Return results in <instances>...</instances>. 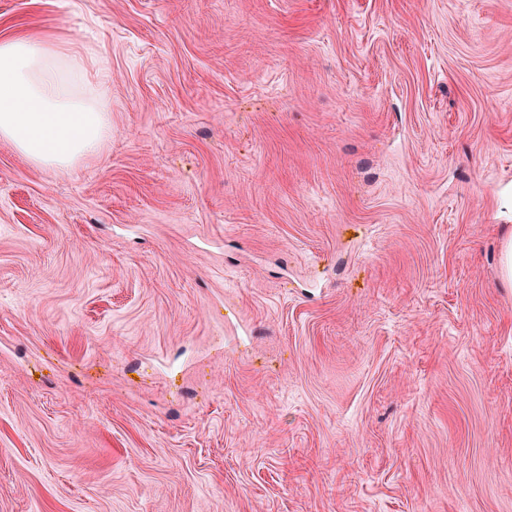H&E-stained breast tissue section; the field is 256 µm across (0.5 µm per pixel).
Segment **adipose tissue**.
I'll return each mask as SVG.
<instances>
[{"label": "adipose tissue", "mask_w": 512, "mask_h": 512, "mask_svg": "<svg viewBox=\"0 0 512 512\" xmlns=\"http://www.w3.org/2000/svg\"><path fill=\"white\" fill-rule=\"evenodd\" d=\"M108 57L89 43L40 36L0 40V139L37 167L64 169L112 132L100 86Z\"/></svg>", "instance_id": "1"}]
</instances>
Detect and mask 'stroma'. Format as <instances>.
Listing matches in <instances>:
<instances>
[{
	"instance_id": "35a3bbf8",
	"label": "stroma",
	"mask_w": 512,
	"mask_h": 512,
	"mask_svg": "<svg viewBox=\"0 0 512 512\" xmlns=\"http://www.w3.org/2000/svg\"><path fill=\"white\" fill-rule=\"evenodd\" d=\"M112 135L0 140V512H512V0H0Z\"/></svg>"
}]
</instances>
